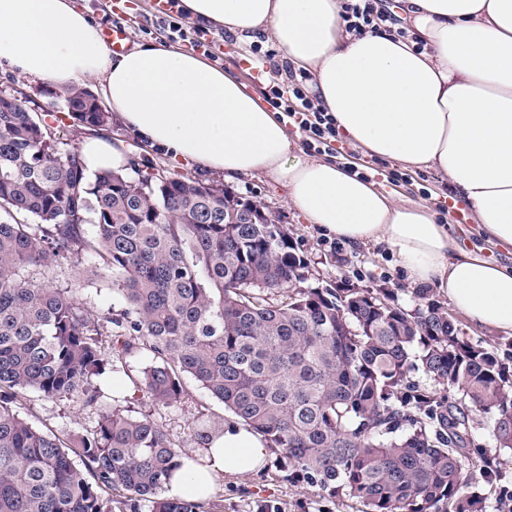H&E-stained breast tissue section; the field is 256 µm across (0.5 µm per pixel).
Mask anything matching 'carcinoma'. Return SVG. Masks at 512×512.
<instances>
[{"label": "carcinoma", "mask_w": 512, "mask_h": 512, "mask_svg": "<svg viewBox=\"0 0 512 512\" xmlns=\"http://www.w3.org/2000/svg\"><path fill=\"white\" fill-rule=\"evenodd\" d=\"M83 88L65 94L86 129ZM224 189L185 176L93 174L48 115L0 95V512H214L162 495L183 452L163 425L102 404L104 356L147 352L133 381L170 407L191 376L264 437L289 476L363 512H483L465 475V409L512 453L509 367L433 303L413 316L371 289L303 286L307 259L271 224H232ZM88 257L120 315H94L33 268ZM425 374L458 402L411 379ZM83 396L97 427L66 439L15 410L29 393Z\"/></svg>", "instance_id": "1"}]
</instances>
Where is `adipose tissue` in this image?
Here are the masks:
<instances>
[{"label": "adipose tissue", "instance_id": "ef3b65f1", "mask_svg": "<svg viewBox=\"0 0 512 512\" xmlns=\"http://www.w3.org/2000/svg\"><path fill=\"white\" fill-rule=\"evenodd\" d=\"M406 36L349 30L340 0H182L202 25L264 36L307 72L316 105L370 155L447 181L491 245H512V0H397ZM56 85L87 78L150 147L234 180L260 175L323 233L386 243L393 263L472 322L512 335V267L454 247L430 207L312 159L277 113L195 53L149 43L111 54L72 0H0V65ZM86 166L118 169L123 148L93 131ZM263 438L237 419L184 455L173 497L208 498L224 474L263 467Z\"/></svg>", "mask_w": 512, "mask_h": 512}]
</instances>
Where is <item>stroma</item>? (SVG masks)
Returning a JSON list of instances; mask_svg holds the SVG:
<instances>
[{"label": "stroma", "mask_w": 512, "mask_h": 512, "mask_svg": "<svg viewBox=\"0 0 512 512\" xmlns=\"http://www.w3.org/2000/svg\"><path fill=\"white\" fill-rule=\"evenodd\" d=\"M90 22L96 27L115 22L127 30L131 45L166 42L167 36L154 17V0H76ZM224 57L219 68L234 74L248 90L259 96H268L272 87L289 84L290 75L274 68V59L280 50L262 40L245 44L235 37L224 41ZM64 87L23 77L8 67H0V95L25 98L30 107L40 112H54L59 117L56 132L71 143H83L84 130L72 119L63 106ZM112 138L123 141L129 168L155 169L160 174L180 173L198 177L205 182L228 186L234 195L263 204L292 234L299 250L309 263L308 283L312 286L335 288H381L392 303L412 311L432 301L447 306V299L436 292L421 293L419 287L409 284L395 268L385 243L369 242L350 245L323 234L307 224L288 204L282 188L259 176H247L233 184H226L223 173L204 172L189 160L173 156L161 149L146 148L140 139L123 123L120 116L112 118ZM335 157L354 164L361 173L384 191L411 202L430 206L444 217L450 236L456 246L474 247L481 244L476 231V219L463 202H452L448 187L432 173L413 174L399 166L366 155L344 138H337ZM83 265L77 261H61L38 271L37 279L54 288H71L76 299L94 312L112 311L120 314L124 300L112 290L111 277L93 280L82 278ZM152 363L143 353H134L123 359H109L105 372L97 380L107 403L139 413L153 412L155 418L171 434L184 453L199 449L200 441L192 428L195 423L214 425L229 420L221 402L211 398L191 377H184V393L180 401L169 408L150 409L133 381L141 377ZM23 419L39 429L67 437L73 432L94 430L98 422L95 409L84 406L79 396L63 400L48 399L28 394L18 406ZM469 430L474 447L492 460L497 476L480 481L478 491L484 497L487 512H502L505 497L512 496V455L498 453L493 436V421L478 411L469 415ZM215 497L222 504L221 512H361L362 507L347 496L330 497L318 487L300 479L288 477L275 459H268L266 467L255 473L227 474L215 488Z\"/></svg>", "instance_id": "35a3bbf8"}]
</instances>
